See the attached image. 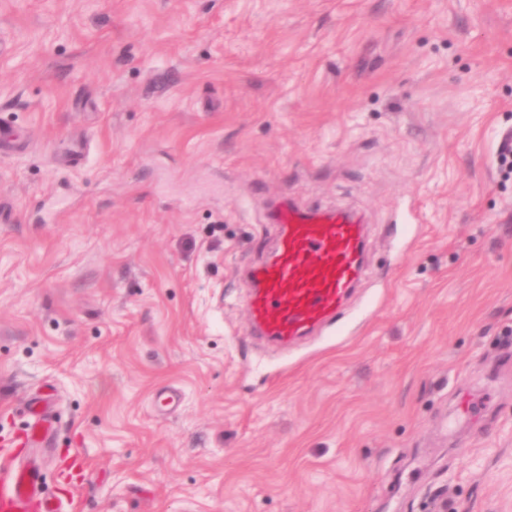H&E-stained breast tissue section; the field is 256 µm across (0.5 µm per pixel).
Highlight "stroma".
I'll use <instances>...</instances> for the list:
<instances>
[{
    "label": "stroma",
    "mask_w": 512,
    "mask_h": 512,
    "mask_svg": "<svg viewBox=\"0 0 512 512\" xmlns=\"http://www.w3.org/2000/svg\"><path fill=\"white\" fill-rule=\"evenodd\" d=\"M0 40V438L53 391L15 455L61 512H512V0H0ZM285 197L367 236L284 349L244 297ZM51 393H45L38 401L30 403L31 424L19 436L20 442L14 440L17 448H26L42 442L48 435V427L52 419Z\"/></svg>",
    "instance_id": "stroma-1"
}]
</instances>
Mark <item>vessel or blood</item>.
Returning <instances> with one entry per match:
<instances>
[{
    "label": "vessel or blood",
    "mask_w": 512,
    "mask_h": 512,
    "mask_svg": "<svg viewBox=\"0 0 512 512\" xmlns=\"http://www.w3.org/2000/svg\"><path fill=\"white\" fill-rule=\"evenodd\" d=\"M267 257L249 270L245 305L253 336L280 347L320 333L342 310L364 273L365 227L345 212L277 209ZM31 424L20 447L44 441L51 398L30 405ZM0 512H58L41 491L36 465L0 467Z\"/></svg>",
    "instance_id": "1"
}]
</instances>
